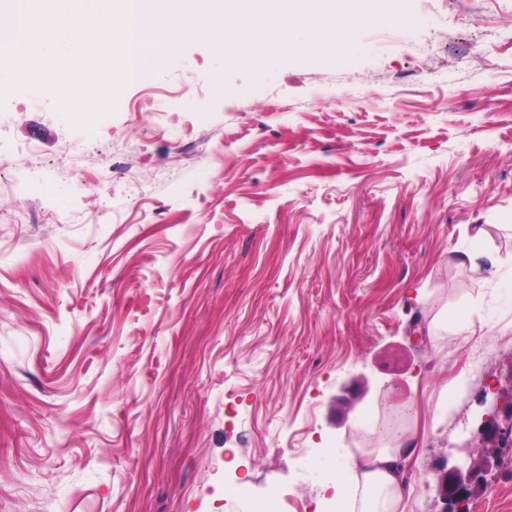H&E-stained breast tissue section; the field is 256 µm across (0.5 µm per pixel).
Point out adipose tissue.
<instances>
[{
  "label": "adipose tissue",
  "mask_w": 512,
  "mask_h": 512,
  "mask_svg": "<svg viewBox=\"0 0 512 512\" xmlns=\"http://www.w3.org/2000/svg\"><path fill=\"white\" fill-rule=\"evenodd\" d=\"M408 454V449L398 446L346 463V473L361 480L362 490L360 498L341 500L339 512H398L407 487L400 461Z\"/></svg>",
  "instance_id": "obj_1"
}]
</instances>
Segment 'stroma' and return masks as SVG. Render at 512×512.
Listing matches in <instances>:
<instances>
[{
    "instance_id": "stroma-1",
    "label": "stroma",
    "mask_w": 512,
    "mask_h": 512,
    "mask_svg": "<svg viewBox=\"0 0 512 512\" xmlns=\"http://www.w3.org/2000/svg\"><path fill=\"white\" fill-rule=\"evenodd\" d=\"M403 12L260 66L197 31L91 132L0 104V512H317L401 400L441 512L512 390V0Z\"/></svg>"
}]
</instances>
